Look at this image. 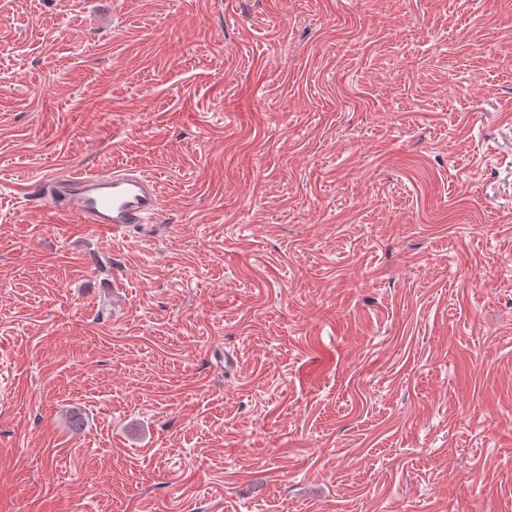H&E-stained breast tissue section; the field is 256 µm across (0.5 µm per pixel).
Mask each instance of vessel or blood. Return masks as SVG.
<instances>
[{
  "mask_svg": "<svg viewBox=\"0 0 512 512\" xmlns=\"http://www.w3.org/2000/svg\"><path fill=\"white\" fill-rule=\"evenodd\" d=\"M36 192L78 223L108 226L116 237L149 223L162 205L155 179L137 169L118 167L58 175L38 183Z\"/></svg>",
  "mask_w": 512,
  "mask_h": 512,
  "instance_id": "vessel-or-blood-1",
  "label": "vessel or blood"
}]
</instances>
